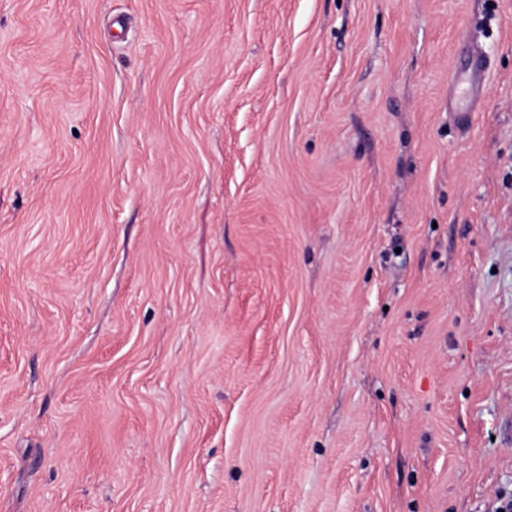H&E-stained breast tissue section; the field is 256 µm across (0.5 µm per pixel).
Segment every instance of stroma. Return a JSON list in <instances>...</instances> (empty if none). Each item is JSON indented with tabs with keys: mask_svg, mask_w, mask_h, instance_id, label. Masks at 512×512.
<instances>
[{
	"mask_svg": "<svg viewBox=\"0 0 512 512\" xmlns=\"http://www.w3.org/2000/svg\"><path fill=\"white\" fill-rule=\"evenodd\" d=\"M510 497L512 0H0V512ZM491 66V59L485 52L477 49H467L465 65L462 70L451 71L448 78L450 86L463 82L467 85L469 92L468 98L465 101H459L456 109L448 104L449 110L456 112L455 118L458 123L465 124L467 122L468 112H472L473 99L475 105L484 99Z\"/></svg>",
	"mask_w": 512,
	"mask_h": 512,
	"instance_id": "35a3bbf8",
	"label": "stroma"
}]
</instances>
